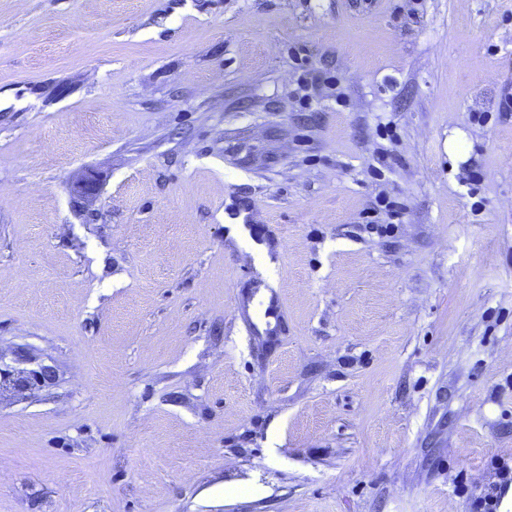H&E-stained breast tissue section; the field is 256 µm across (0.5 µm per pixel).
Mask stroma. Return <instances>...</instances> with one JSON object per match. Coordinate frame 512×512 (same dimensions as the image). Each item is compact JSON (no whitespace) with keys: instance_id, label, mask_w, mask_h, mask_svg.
<instances>
[{"instance_id":"stroma-1","label":"stroma","mask_w":512,"mask_h":512,"mask_svg":"<svg viewBox=\"0 0 512 512\" xmlns=\"http://www.w3.org/2000/svg\"><path fill=\"white\" fill-rule=\"evenodd\" d=\"M507 86L512 0H0V512H512ZM100 179L94 172H87L73 186L72 197L76 204L83 206L95 199L100 190ZM246 212L234 208L224 213L225 238L237 247H247L255 258V268L263 282L269 288H276V282L271 276L272 270L277 265L270 249L262 243L251 240L244 224ZM6 359L1 353L0 395L6 392L23 395L29 391L50 388L56 383L55 366L30 356L24 349L14 351L9 362Z\"/></svg>"}]
</instances>
